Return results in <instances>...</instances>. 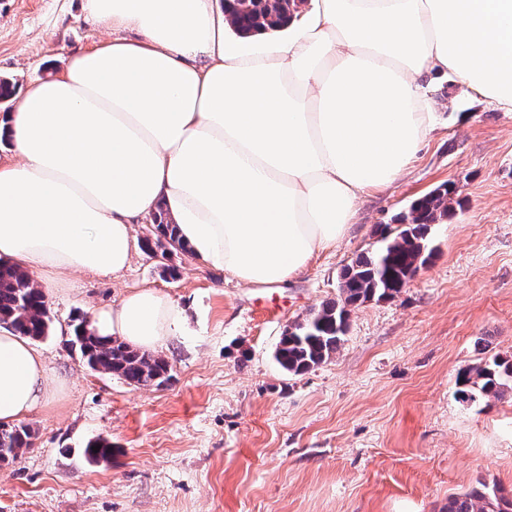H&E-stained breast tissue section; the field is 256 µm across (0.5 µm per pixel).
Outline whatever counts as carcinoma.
<instances>
[{"label": "carcinoma", "instance_id": "carcinoma-1", "mask_svg": "<svg viewBox=\"0 0 512 512\" xmlns=\"http://www.w3.org/2000/svg\"><path fill=\"white\" fill-rule=\"evenodd\" d=\"M241 35L280 29L288 24L298 0H224ZM456 191L442 184L412 202L399 215L396 226H386L380 244L348 265L342 273L338 299L325 302L307 317L295 321L276 347L275 359L286 371L299 375L331 359L340 348L350 307L367 301L392 298L400 292L407 275L432 257L429 234L434 224L448 216ZM146 251L187 252L177 225L167 214H153L151 237L141 240ZM85 317L78 318L64 345L92 370L115 374L131 385L161 386L170 380V364L162 356L142 352L117 339L85 336ZM0 324L29 339L51 332L52 317L43 292L29 273L15 264L0 262ZM465 400L482 396L501 400L512 396V361L498 356L470 367L458 376ZM34 434L27 426L0 425V463H10L32 446ZM99 447L95 452L92 447ZM85 457L92 463L112 456V443L104 438L88 442ZM446 512H512V500L500 494L495 483L478 482L470 491L448 499Z\"/></svg>", "mask_w": 512, "mask_h": 512}]
</instances>
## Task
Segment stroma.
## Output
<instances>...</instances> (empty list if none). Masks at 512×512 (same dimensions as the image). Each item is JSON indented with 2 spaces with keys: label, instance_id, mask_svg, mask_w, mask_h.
<instances>
[{
  "label": "stroma",
  "instance_id": "1",
  "mask_svg": "<svg viewBox=\"0 0 512 512\" xmlns=\"http://www.w3.org/2000/svg\"><path fill=\"white\" fill-rule=\"evenodd\" d=\"M111 35L84 0H0V76L25 88ZM430 99L435 128L404 174L288 282L245 285L138 247L118 276L83 271L45 289L53 328L35 346L50 397L26 420L33 447L0 466V512H441L482 480L512 495V398L466 401L457 384L512 357V112L445 75ZM446 182L458 202L433 225L419 275L352 308L332 359L284 370L274 352L288 327L336 299L384 225ZM140 288L186 315L160 350L173 374L160 387L90 370L63 345L74 317ZM99 436L112 458L88 463Z\"/></svg>",
  "mask_w": 512,
  "mask_h": 512
}]
</instances>
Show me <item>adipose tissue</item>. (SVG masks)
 I'll return each mask as SVG.
<instances>
[{"mask_svg": "<svg viewBox=\"0 0 512 512\" xmlns=\"http://www.w3.org/2000/svg\"><path fill=\"white\" fill-rule=\"evenodd\" d=\"M84 4L111 39L0 114L19 157L0 164V259L48 284L124 271L133 224L161 205L208 266L288 281L404 173L437 75L512 112V0H301L287 37L253 49L227 39L222 0ZM182 319L141 288L91 327L154 351ZM48 398L42 354L0 330V424Z\"/></svg>", "mask_w": 512, "mask_h": 512, "instance_id": "adipose-tissue-1", "label": "adipose tissue"}]
</instances>
